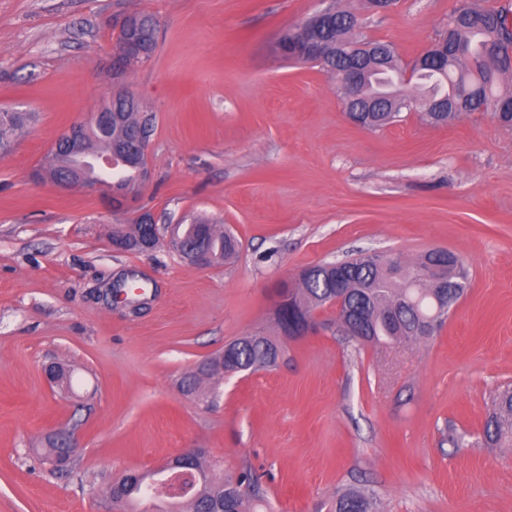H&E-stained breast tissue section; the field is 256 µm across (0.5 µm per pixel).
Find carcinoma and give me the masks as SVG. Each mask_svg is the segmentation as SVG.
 Listing matches in <instances>:
<instances>
[{
    "mask_svg": "<svg viewBox=\"0 0 512 512\" xmlns=\"http://www.w3.org/2000/svg\"><path fill=\"white\" fill-rule=\"evenodd\" d=\"M468 10L459 16L454 9L448 16L447 31L442 33L438 45L442 51L432 59L428 71L420 79L430 83L427 93L410 97L397 87L402 72L394 54L373 56L378 67L365 83L364 95L378 100L381 105L374 112H361L355 124L369 130H380L399 121L403 109L421 107L424 116L435 125H446L461 117L433 111L434 105L447 99L467 97L469 111L487 112L494 119L512 122V89L503 79L512 73V31L507 20L512 17V0L497 6L485 7L474 0H465ZM157 23L153 16L143 15L137 44L143 60H148L156 46ZM328 52L312 63L321 70L336 72L360 63L355 50L359 40L352 26L331 24L320 30ZM115 112L118 120L112 130L102 132L89 125L82 135L83 151L72 152L66 142H57L50 149L42 170L54 177L69 181L75 173L90 180L95 173L84 168V162L99 154L111 152L112 144L121 136L140 135L148 138L149 118L141 115L139 104L128 94H119L102 106ZM35 117L32 112H7L0 118V155L8 153L17 133ZM208 232L216 264L234 262L240 252L238 239L229 231H220L216 225L204 220L192 224H179L172 229L173 245L180 249L193 242L200 231ZM439 261L429 251L411 264L398 256H364L349 259L340 267L329 264L313 266L310 274L299 285L282 284L278 288L273 320L277 330L326 308L337 297H342L344 311L355 321L354 327L362 332L360 339L373 343L420 342L431 340L442 330L448 318V303H458L464 294L467 274L459 261L447 263L444 282L448 287L433 284L430 267ZM284 351V338L247 334L225 345L224 351L210 357L209 368L198 369L184 376L181 385L186 392H197L201 377L221 373L255 372L271 370L278 365ZM494 412L486 422L483 433L488 447H512V389L497 391L492 396ZM200 476L190 493L174 498L158 490L152 497L156 512H258L263 497L258 481L243 472L238 481L252 487L245 496L235 487L232 479L222 478L203 462L195 460ZM160 478L143 477L134 481L122 476L108 489L112 498L122 497L126 502L143 498L142 489ZM329 512H381L375 493L346 489L336 493Z\"/></svg>",
    "mask_w": 512,
    "mask_h": 512,
    "instance_id": "obj_1",
    "label": "carcinoma"
}]
</instances>
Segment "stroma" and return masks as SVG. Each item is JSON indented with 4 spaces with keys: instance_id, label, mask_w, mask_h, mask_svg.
I'll return each mask as SVG.
<instances>
[{
    "instance_id": "stroma-1",
    "label": "stroma",
    "mask_w": 512,
    "mask_h": 512,
    "mask_svg": "<svg viewBox=\"0 0 512 512\" xmlns=\"http://www.w3.org/2000/svg\"><path fill=\"white\" fill-rule=\"evenodd\" d=\"M458 0H337L413 62ZM322 0H0V111L32 112L0 158V512H111L106 488L202 448L251 470L273 512H317L346 488L382 512H512V447L481 444L492 394L512 386V128L421 109L378 131L352 123L336 80L280 57ZM158 22L151 59L112 76L122 20ZM151 119V178L128 209L34 182L57 137L117 93ZM152 213L149 252L113 225ZM207 217L241 242L200 268L170 226ZM459 258L467 291L420 343L349 336L331 309L276 369L180 382L230 341L270 332L275 290L310 266L368 255ZM135 273L138 314L104 296ZM60 362L71 386L49 383ZM63 431L67 471L38 453Z\"/></svg>"
}]
</instances>
